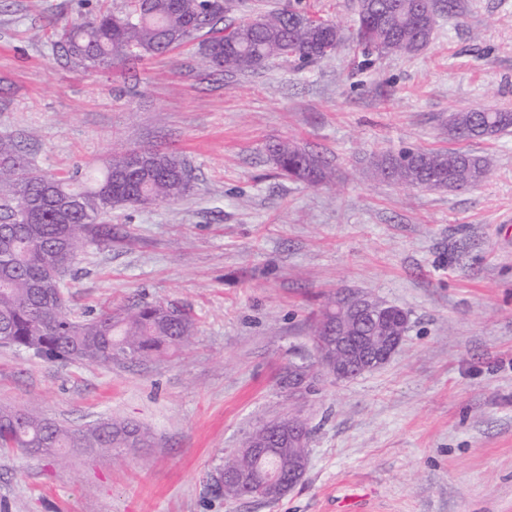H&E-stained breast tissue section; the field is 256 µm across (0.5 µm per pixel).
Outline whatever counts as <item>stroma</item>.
I'll return each mask as SVG.
<instances>
[{"instance_id":"obj_1","label":"stroma","mask_w":512,"mask_h":512,"mask_svg":"<svg viewBox=\"0 0 512 512\" xmlns=\"http://www.w3.org/2000/svg\"><path fill=\"white\" fill-rule=\"evenodd\" d=\"M344 40L328 58L246 74L195 45L86 70L51 42L78 0H0V136L47 175L112 153L174 150L192 174L173 203L103 216L67 274V315L170 303L192 346L109 369L0 346V408L69 428L117 418L142 448L57 462L0 450V512H512V131L466 148L487 179L432 191L372 177L373 157L448 146L449 113L512 110V0L439 8L427 48L380 55L355 36L357 0H302ZM288 140L333 171L281 179ZM408 315L390 360L350 380L313 376L310 313L337 292ZM297 401L313 430L302 481L273 502L224 498L213 478L256 427Z\"/></svg>"}]
</instances>
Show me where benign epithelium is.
Here are the masks:
<instances>
[{
  "mask_svg": "<svg viewBox=\"0 0 512 512\" xmlns=\"http://www.w3.org/2000/svg\"><path fill=\"white\" fill-rule=\"evenodd\" d=\"M396 309L366 296L345 295L336 303V322L332 332L319 341L317 366L341 380L359 377L390 360L405 333V318H398V334L385 336L387 317ZM307 425L288 421L286 432L278 436L282 448H303L308 444ZM308 459L294 456L288 460V489L299 484L307 470Z\"/></svg>",
  "mask_w": 512,
  "mask_h": 512,
  "instance_id": "benign-epithelium-1",
  "label": "benign epithelium"
}]
</instances>
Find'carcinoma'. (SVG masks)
<instances>
[{
  "label": "carcinoma",
  "instance_id": "obj_1",
  "mask_svg": "<svg viewBox=\"0 0 512 512\" xmlns=\"http://www.w3.org/2000/svg\"><path fill=\"white\" fill-rule=\"evenodd\" d=\"M83 21L52 32L53 45L70 62L86 69L116 61L163 55L198 40L199 53L226 73H247L276 59H310L338 47L335 23L316 18L300 6L258 14L217 28L230 0H124L115 11L84 0ZM434 0H358L356 35L378 54L414 55L430 43L436 24ZM207 29V37L198 33ZM512 129V111L474 108L448 114L451 141L484 140ZM279 176L316 185L328 175L316 156L288 141L268 147ZM150 173L133 170L130 152L116 153L99 169L79 176L45 175L29 168L12 140L0 138V336L4 345L33 352L50 362L79 360L110 368L147 360L160 352L179 353L194 337V322L174 306L146 304L73 321L58 283L90 243L112 242V225L99 217L115 207L177 202L192 185L180 155L153 150ZM376 177L398 184L458 191L476 186L489 172L487 158L457 149L403 150L370 161ZM30 207L28 219H14L16 206ZM334 302L313 314V340L333 319ZM266 425L253 430L242 448L224 458L215 484L227 498L250 494L271 500L267 479L287 471L288 449L255 454L254 442ZM147 432L109 418L82 430L58 425L34 411L0 410V448H19L46 458H61L70 448H137Z\"/></svg>",
  "mask_w": 512,
  "mask_h": 512
}]
</instances>
